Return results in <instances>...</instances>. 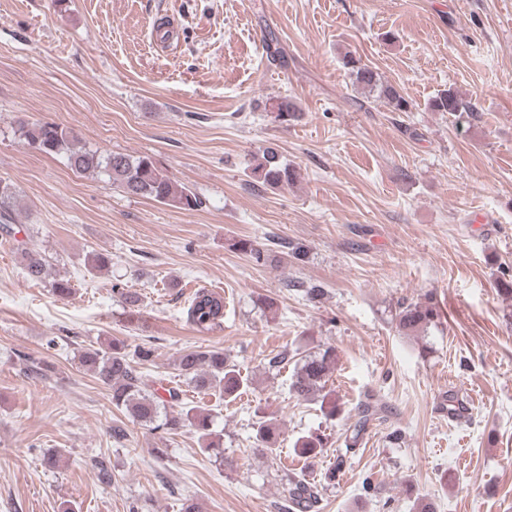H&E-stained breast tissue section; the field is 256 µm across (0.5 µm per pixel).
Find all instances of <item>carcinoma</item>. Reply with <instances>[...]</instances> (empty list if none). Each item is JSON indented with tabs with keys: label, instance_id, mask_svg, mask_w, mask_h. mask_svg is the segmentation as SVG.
I'll list each match as a JSON object with an SVG mask.
<instances>
[{
	"label": "carcinoma",
	"instance_id": "carcinoma-1",
	"mask_svg": "<svg viewBox=\"0 0 512 512\" xmlns=\"http://www.w3.org/2000/svg\"><path fill=\"white\" fill-rule=\"evenodd\" d=\"M353 85L382 99L394 112H406L408 99L394 86L382 80L378 72L354 55L347 54L342 61ZM434 112H466L458 93L451 87L437 93L429 103ZM274 120L287 123L300 117L296 105L279 99L272 105ZM13 133L19 141L50 156L63 155L69 165L85 174L99 176L112 186L132 196L158 203L170 204L181 210H195L202 205L200 197L183 188L165 174L147 155L134 156L124 152L102 153L81 144L71 128L55 123L17 120ZM295 168L282 159L274 149H266L254 158L251 177L254 182L272 192L282 189L296 179ZM16 201L15 187L0 180V233L15 240L11 208ZM231 247L244 254L253 264L264 266L272 260L273 250L257 245L246 238L234 239ZM26 276L31 281L46 282L54 295L67 298L72 294L70 280L52 272L49 260L41 251L28 247L26 241L16 240ZM186 318L196 330L212 332L224 325V295L208 288L195 290L187 304ZM441 314L433 297L427 295L415 303H403L395 313L401 332L424 329L440 320ZM155 350L146 345L128 348L123 341L109 340L90 345L80 352V362L93 376L111 391L112 405L124 409L135 421L155 430L170 433L191 427L202 441V449L222 447V439L212 429L210 410L183 401L175 387L165 389L168 397L158 393L154 385L143 380L137 366L152 361ZM336 362L333 348L300 357L292 374L290 391L305 400L325 388L329 373ZM178 369L198 391H215L226 399L236 398L246 385L237 365L220 348H198L180 355ZM388 406L374 394H365L357 406L354 422L346 436V451L355 449L372 423L387 416ZM279 430L270 419L259 420L255 429V444L265 454L276 452ZM324 448L323 438L307 435L298 438L295 450L308 459ZM286 508L291 512H313L320 499L318 484L299 476L284 475Z\"/></svg>",
	"mask_w": 512,
	"mask_h": 512
}]
</instances>
